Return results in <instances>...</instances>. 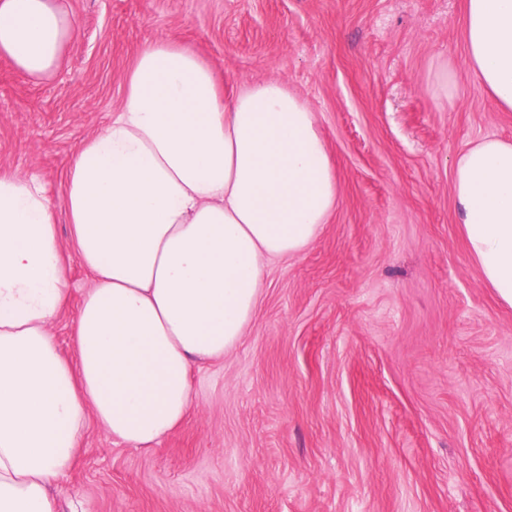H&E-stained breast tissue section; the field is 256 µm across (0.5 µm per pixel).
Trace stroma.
<instances>
[{
    "mask_svg": "<svg viewBox=\"0 0 512 512\" xmlns=\"http://www.w3.org/2000/svg\"><path fill=\"white\" fill-rule=\"evenodd\" d=\"M62 2L76 35L51 77L0 56V172L60 200L163 37L225 90L296 92L339 194L310 246L266 263L253 321L194 369L181 426L146 452L87 420L59 512H512V307L466 248L452 175L470 144L512 139V112L468 70L466 0Z\"/></svg>",
    "mask_w": 512,
    "mask_h": 512,
    "instance_id": "stroma-1",
    "label": "stroma"
}]
</instances>
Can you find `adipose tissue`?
<instances>
[{
	"label": "adipose tissue",
	"instance_id": "1",
	"mask_svg": "<svg viewBox=\"0 0 512 512\" xmlns=\"http://www.w3.org/2000/svg\"><path fill=\"white\" fill-rule=\"evenodd\" d=\"M76 30L61 0H0V55L49 76ZM469 65L512 112V0H467ZM454 207L482 279L512 307V142L453 160ZM338 197L314 110L280 81L225 93L196 53L160 38L121 107L72 156L53 201L0 173V512H55L87 418L148 449L193 407L195 365L223 358L256 311L266 260L301 253ZM64 209L92 286L67 310Z\"/></svg>",
	"mask_w": 512,
	"mask_h": 512
}]
</instances>
